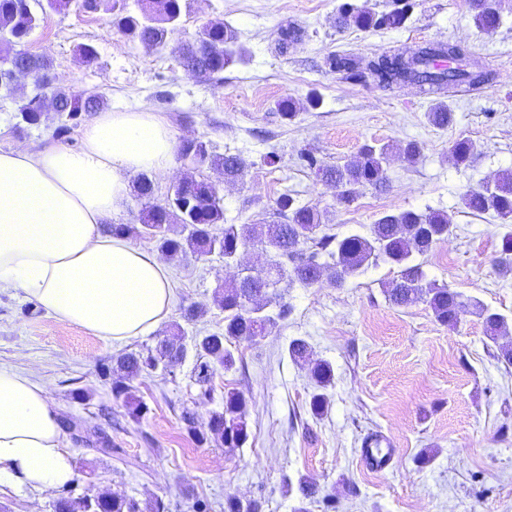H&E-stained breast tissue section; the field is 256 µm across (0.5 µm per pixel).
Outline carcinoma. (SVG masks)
<instances>
[{"label":"carcinoma","mask_w":512,"mask_h":512,"mask_svg":"<svg viewBox=\"0 0 512 512\" xmlns=\"http://www.w3.org/2000/svg\"><path fill=\"white\" fill-rule=\"evenodd\" d=\"M138 11H116L112 0H82L81 7L89 11L103 9L113 13L112 25L124 36L148 49H160L168 44L169 36L177 29L186 0H136ZM72 0H0V99L11 100L14 90L8 76L12 68L23 67L34 73L31 94L17 107L16 128L23 131L38 127L49 119V112L40 106L45 95L58 102L55 111L60 134L71 132L84 118L100 111L106 105L101 94L74 95L58 86L52 72V60L45 55H34L24 49L28 38L37 28L40 15L64 12ZM413 4L396 0L393 7L376 14L363 6L341 5L338 24L364 28L399 29L408 19ZM471 10L477 28L493 33L502 25L498 0H471ZM181 63L201 79H211L225 68L244 59L236 29L223 21L206 24L197 36L179 47ZM448 59L455 66L438 69L435 62ZM326 65L337 72H346L361 78H370L383 88L397 81H410L423 91L438 93L461 85L476 87L490 80V75L475 68L466 59V52L452 43H436L419 48L408 57L381 54L366 70L347 55L334 54ZM429 123L445 128L452 121V113L443 103L436 104L427 113ZM390 144H367L358 157L344 165L327 166L310 153L301 156L306 166L336 188V203L351 205L361 188L383 191L388 187L387 162L393 153ZM451 153L459 167L469 166L475 156L474 145L468 139L454 141ZM180 155H191L193 170L220 168L224 180L235 181L242 175L245 161L236 154L218 155L203 141H186ZM135 192L145 200L141 224H114L112 233L127 239L148 235L156 240L159 249L172 259L191 254L199 259L217 254L224 265L239 264L249 249L259 247L272 254L265 277L239 273L238 277L216 287L214 304L224 310V329L185 343L180 327L163 337L153 348L123 352L112 358L108 375L112 376L111 394L123 402L131 414L140 418L147 407L136 395L133 381L141 374L166 369L194 358L195 381L204 387L219 369L230 371L235 367L237 344L250 341L271 332L288 317L290 305L287 290L296 286L309 288L329 276L337 285L363 274L380 262L399 269L398 278L386 289L388 301L400 308L418 304L428 307L435 320L455 326L467 312L471 300L448 286L428 278L420 258L427 256L453 232L448 214L427 208L423 211L395 210L383 214L365 233L339 236L331 233L329 212L317 206L300 204L288 192L275 200L276 219L253 224H227L224 220V199L216 184L193 174L185 175L161 202L153 201L154 183L146 174L135 180ZM461 203L470 213L492 214L501 225L510 227L503 234L495 267L503 275L512 273V170L505 169L492 180V192L480 188L467 190ZM487 338L497 342L512 325L507 316L479 306ZM311 348L303 338H294L288 344V356L296 363L309 365L316 390L310 398L313 413L328 409L325 390L334 380L333 366L325 360L310 358ZM249 399L237 388L224 390L222 409L211 412L206 427L193 429L197 442L220 441L226 448H241L249 440ZM54 512H136L135 503L106 495L61 497L53 505ZM224 512H260V504L247 503L229 495L224 500Z\"/></svg>","instance_id":"1"}]
</instances>
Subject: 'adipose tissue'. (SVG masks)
Returning a JSON list of instances; mask_svg holds the SVG:
<instances>
[{"label": "adipose tissue", "instance_id": "1", "mask_svg": "<svg viewBox=\"0 0 512 512\" xmlns=\"http://www.w3.org/2000/svg\"><path fill=\"white\" fill-rule=\"evenodd\" d=\"M175 135L156 113H96L71 148L0 149V293L55 320L123 341L153 331L174 303L170 264L113 236L141 172L175 173ZM58 407L36 369L0 368V481L37 492L71 484Z\"/></svg>", "mask_w": 512, "mask_h": 512}]
</instances>
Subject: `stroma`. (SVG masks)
Instances as JSON below:
<instances>
[{
  "label": "stroma",
  "mask_w": 512,
  "mask_h": 512,
  "mask_svg": "<svg viewBox=\"0 0 512 512\" xmlns=\"http://www.w3.org/2000/svg\"><path fill=\"white\" fill-rule=\"evenodd\" d=\"M343 2L190 0L172 45L157 51L124 37L104 11H50L25 48L51 58L66 90L101 93L115 112L158 113L176 141L200 139L215 153L243 157L247 167L238 182H225L218 169L203 172L221 189L227 223L269 217L286 190L329 210L341 236L365 232L395 209L446 211L454 231L425 257L429 278L512 317V277L502 278L493 266L504 229L461 204L466 190L512 168V0H505L503 24L492 34L475 26L469 0H414L404 27L393 30L337 28ZM219 19L236 28L246 58L203 81L183 67L174 45ZM290 24L305 35L284 50L280 33ZM448 41L491 69L493 80L435 95L413 84L382 88L349 79L325 64L334 53L364 66L380 54ZM84 44L96 48L95 64L81 59ZM287 97L297 106L290 121L278 111ZM439 101L453 114L445 129L426 119ZM16 108L0 101V147L37 150L55 139L78 147V133L58 137L53 121L16 132ZM460 138L476 148L468 168L456 167L451 156ZM411 140L421 153L411 161L390 158L387 190L361 189L347 207L337 204L334 186L299 161L309 151L323 164L341 165L364 144L398 147ZM171 273L175 302L168 323H180L189 337L223 329L224 313L212 294L234 269L216 255H189L172 261ZM396 278V268L382 262L341 287L326 279L292 288L288 317L271 333L240 343L235 368L213 375L212 400L193 380L189 358L136 380L148 407L137 421L113 400L102 368L122 352L155 347L164 328L112 342L55 321L32 299L1 294L0 367L37 368L64 421L78 422L82 437L61 433L75 472L63 492L4 482L0 505L8 512H53L59 495L106 493L141 505L160 498L169 512H224L225 497L233 495L259 501L261 512H292L298 496L288 486L305 476L318 490L307 502L309 512H326L327 494L336 512H512V367L498 359L499 345L512 343V333L494 343L475 314L448 327L425 305L396 307L384 294ZM192 304L204 314L184 321L181 312ZM299 337L334 369L331 403L321 416L310 408L314 387L307 370L288 356L289 342ZM232 387L250 398L247 444L231 450L197 443L185 413L206 425ZM76 390L87 400H73ZM98 428L111 437V454L86 445ZM375 432L395 450L381 472L360 460L363 438Z\"/></svg>",
  "instance_id": "obj_1"
}]
</instances>
